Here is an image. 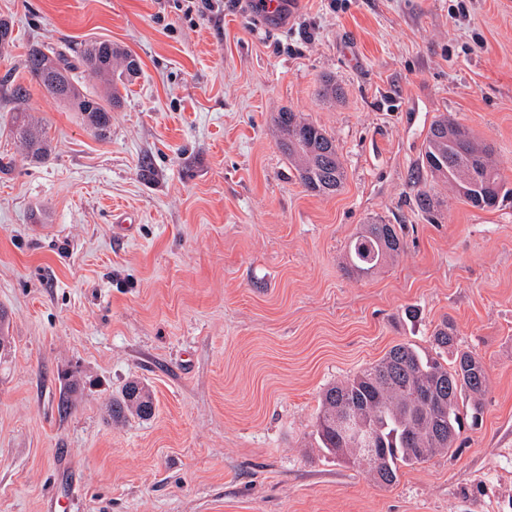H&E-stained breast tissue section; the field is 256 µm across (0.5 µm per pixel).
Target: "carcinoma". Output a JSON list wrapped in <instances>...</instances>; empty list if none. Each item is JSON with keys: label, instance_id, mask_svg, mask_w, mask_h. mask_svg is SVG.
I'll return each mask as SVG.
<instances>
[{"label": "carcinoma", "instance_id": "cac0c4a2", "mask_svg": "<svg viewBox=\"0 0 512 512\" xmlns=\"http://www.w3.org/2000/svg\"><path fill=\"white\" fill-rule=\"evenodd\" d=\"M26 68L42 89L82 113L99 136L106 135L109 112L119 104L117 84L136 76L138 61L109 41H92L74 53L33 45ZM81 73L111 77L106 91L88 96L76 86ZM26 89L13 88V133L35 159L48 158V132L27 119ZM279 146L288 155L303 187L315 195L339 193L346 172L336 141L321 127L297 113H278ZM459 123L440 117L424 142L421 168L448 185L465 204L488 210L503 188L489 147L475 134L456 142L448 128ZM401 225L372 219L348 245L347 268L369 275L385 261L400 256L406 242ZM432 353L411 343L393 346L376 364L327 388L322 396L315 432L329 454L346 449L345 461L365 467L374 481L390 486L401 467L420 464L452 451L464 420L475 423L483 410L488 370L479 354L459 348L455 325L443 319L430 336ZM153 411L152 395L143 383L131 381L112 403V418L144 419Z\"/></svg>", "mask_w": 512, "mask_h": 512}]
</instances>
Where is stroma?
<instances>
[{
  "instance_id": "1",
  "label": "stroma",
  "mask_w": 512,
  "mask_h": 512,
  "mask_svg": "<svg viewBox=\"0 0 512 512\" xmlns=\"http://www.w3.org/2000/svg\"><path fill=\"white\" fill-rule=\"evenodd\" d=\"M0 512H512V0H299L270 31L178 0H0ZM108 40L140 71L106 138L32 82L31 45ZM337 99L319 97L322 80ZM47 127L10 135L13 83ZM335 138L340 193L300 184L274 119ZM493 148L506 194L418 207L431 123ZM407 247L347 274L362 224ZM489 371L455 455L381 487L319 447L323 391L441 320ZM131 380L150 418L112 419ZM26 89L18 85L13 88V97L18 103L17 112L13 121V133L20 143L25 147L28 154L35 159L45 160L48 158V132L43 128H38L29 122L23 103L26 100Z\"/></svg>"
}]
</instances>
